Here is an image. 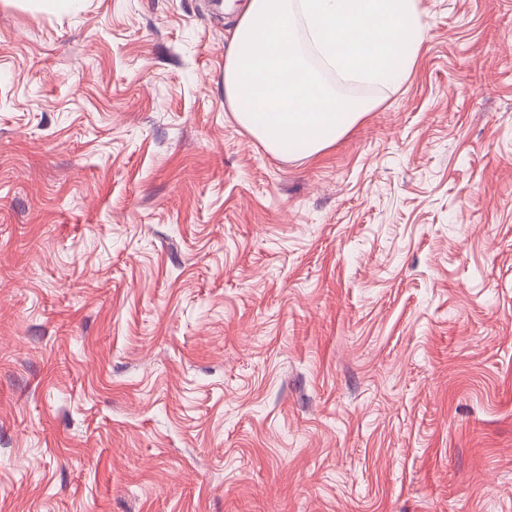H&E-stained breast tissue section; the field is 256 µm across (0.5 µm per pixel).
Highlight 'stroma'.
I'll list each match as a JSON object with an SVG mask.
<instances>
[{
	"label": "stroma",
	"instance_id": "35a3bbf8",
	"mask_svg": "<svg viewBox=\"0 0 512 512\" xmlns=\"http://www.w3.org/2000/svg\"><path fill=\"white\" fill-rule=\"evenodd\" d=\"M247 0H0V512H512V0L282 158Z\"/></svg>",
	"mask_w": 512,
	"mask_h": 512
}]
</instances>
